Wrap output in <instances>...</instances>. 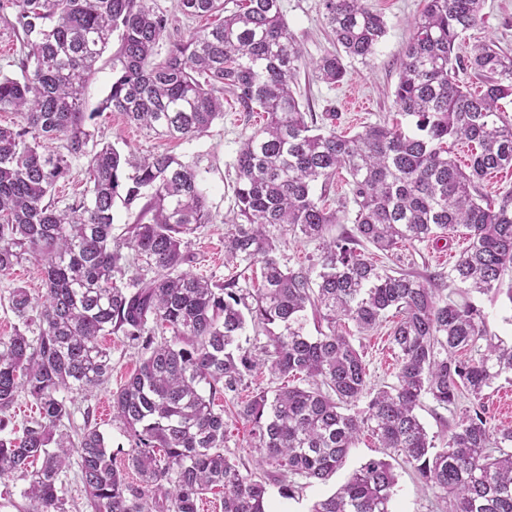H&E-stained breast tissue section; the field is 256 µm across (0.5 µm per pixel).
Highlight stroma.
Wrapping results in <instances>:
<instances>
[{
    "label": "stroma",
    "instance_id": "stroma-1",
    "mask_svg": "<svg viewBox=\"0 0 512 512\" xmlns=\"http://www.w3.org/2000/svg\"><path fill=\"white\" fill-rule=\"evenodd\" d=\"M367 4L383 16L387 33L374 56L363 62L347 60L345 80L330 85L318 79L310 67L312 61L334 49L322 0H282L284 18L307 61L297 75L301 109L312 113L317 126L322 129L333 128L353 135L361 132L364 126L394 116V89L401 58L411 36V25L424 9L426 0H367ZM479 43H494L512 49V0H485L482 22L466 32L461 47L466 50ZM116 50V45H109L85 88L86 108L94 113L88 126L95 140L112 143L127 154L146 156L166 152L184 162H197L204 177L203 186L213 221L188 235L183 269L217 283L234 277L241 288L257 286L259 267H236L225 263L224 234L226 223L233 216L237 151L247 135L264 125V112L243 111L228 95L224 98L223 118L217 119L200 138L179 141L150 133L130 123L122 113L99 108L112 85V54ZM358 98L367 99L368 111H351V101ZM466 245L467 241L461 235L443 249L425 243L407 245L398 250L399 267L423 276L445 272ZM16 286L28 288L34 294L42 292V271L35 261H22L11 275L0 279V338L12 335L19 325L8 304L9 291ZM390 328V323L386 322L368 335L354 338L355 344L363 348L369 386L373 389L395 380L396 357L389 339ZM99 343L111 356V376L105 385L92 392L72 393V415L70 420L64 421L62 428L69 431L87 424L96 426L103 433L113 458L121 463L126 458L130 441L124 429L112 420V393L138 368L143 349L119 334L100 337ZM382 454L375 439L369 433H362L344 468L329 481L304 484L296 489L291 499L281 496L279 485H269V508L271 512H308L313 502L334 493L361 463ZM394 466L398 484L393 512H444L445 503L436 498L408 463L398 457Z\"/></svg>",
    "mask_w": 512,
    "mask_h": 512
}]
</instances>
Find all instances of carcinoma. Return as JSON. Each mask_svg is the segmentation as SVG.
Instances as JSON below:
<instances>
[{
  "instance_id": "1",
  "label": "carcinoma",
  "mask_w": 512,
  "mask_h": 512,
  "mask_svg": "<svg viewBox=\"0 0 512 512\" xmlns=\"http://www.w3.org/2000/svg\"><path fill=\"white\" fill-rule=\"evenodd\" d=\"M184 16H218L217 24L171 38L155 0H0L14 11L21 78L0 76V112L21 123L0 127V277L24 259L43 266L45 293L9 292L22 328L0 339V414L25 394L39 417L20 437H0V477L28 484L25 512H65L61 473L78 456L91 512H199L221 496L222 512H268L267 485L291 479L325 482L343 468L368 431L386 456L354 470L312 512H390L395 453L440 492L448 512H512V427L488 425L485 391L512 374V343L489 333L473 295L512 303V190L494 197L477 184L512 168V120L498 102L512 97V54L478 44L455 51L483 18L484 0H427L412 24L394 103L415 121L374 124L352 137L315 132L294 95L303 53L283 18L281 0H174ZM339 50L313 63L316 76L344 80V58L367 60L386 34L365 0H323ZM112 85L98 110L122 112L140 127L178 139L203 136L224 117V94L246 112H267L242 142L235 163L236 222L224 236L225 263L260 264L250 290L217 284L180 266L184 236L211 223L197 164L168 153L125 156L110 143L89 145L84 90L112 35ZM169 40L167 54L157 47ZM470 69L484 90L457 79ZM473 151L467 168L456 142ZM84 160L87 187L56 206L58 183ZM349 201L329 210L312 192L340 169ZM139 207L134 223L112 234L113 207ZM353 229L327 236L334 224ZM318 242L311 267L283 264L277 236ZM465 230L467 248L448 270L461 300L435 280L377 265L361 247L391 254L401 244H449ZM395 382L373 390L353 335L366 334L390 311ZM318 335L307 331L308 315ZM263 334L258 352L242 347L246 325ZM36 327L37 337L27 332ZM166 332L172 339L157 342ZM142 342L139 368L112 393V419L131 443L127 480L103 434L88 425L77 439L60 430L70 418L61 393L91 392L108 382L110 353L98 337ZM266 369L305 387L260 391L234 417L250 426L256 468L224 455V410L217 391L236 399L245 374ZM209 393H204V389ZM468 409L437 449L416 414L429 397ZM365 402L360 411L353 410Z\"/></svg>"
}]
</instances>
